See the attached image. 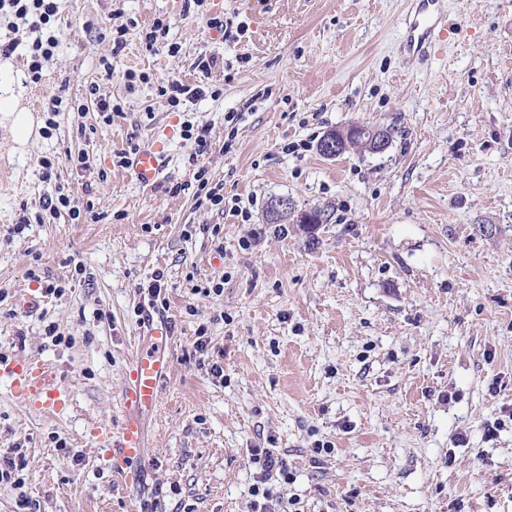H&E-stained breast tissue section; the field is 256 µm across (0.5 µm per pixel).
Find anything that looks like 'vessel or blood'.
Instances as JSON below:
<instances>
[{"label": "vessel or blood", "mask_w": 512, "mask_h": 512, "mask_svg": "<svg viewBox=\"0 0 512 512\" xmlns=\"http://www.w3.org/2000/svg\"><path fill=\"white\" fill-rule=\"evenodd\" d=\"M440 0H416L414 19L409 26L406 45L417 57H429L436 44L444 39L438 16ZM165 146L155 140L134 152L129 168L137 181L153 187L160 183L164 171ZM150 345L133 360L129 379L122 394L124 418L110 454L114 468L124 469L143 459V426L154 410L160 383L170 370L167 355L169 335L166 329L149 333ZM0 373L11 380L16 400L44 414L57 411L60 400L49 389L56 372L53 366L29 359L0 362Z\"/></svg>", "instance_id": "obj_1"}]
</instances>
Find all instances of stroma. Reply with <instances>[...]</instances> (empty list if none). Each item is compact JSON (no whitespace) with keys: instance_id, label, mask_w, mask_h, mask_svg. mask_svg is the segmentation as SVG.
<instances>
[{"instance_id":"obj_1","label":"stroma","mask_w":512,"mask_h":512,"mask_svg":"<svg viewBox=\"0 0 512 512\" xmlns=\"http://www.w3.org/2000/svg\"><path fill=\"white\" fill-rule=\"evenodd\" d=\"M442 10L451 36L421 60L403 46L409 0H60L37 84L34 33L0 13V43L19 42L0 86L34 119L20 144L0 116V354L52 364L63 399L44 417L0 378V448L26 459L0 512L23 497L38 512H248L258 446L293 473L272 485L285 512H512V0ZM227 20L244 34L214 29ZM171 80L205 94L173 109ZM93 84L119 107L111 121ZM351 124L387 129L388 148L318 153ZM154 139L166 170L149 189L112 159ZM201 168L223 205L198 204ZM61 193L93 219L45 210ZM278 196L332 220L311 236L266 223ZM159 271L161 312L146 292ZM152 327L171 336V369L145 458L121 476L101 435L120 429ZM57 46L56 38L51 35L44 41L36 39L29 47V70L35 83L41 80L43 67L52 61Z\"/></svg>"}]
</instances>
